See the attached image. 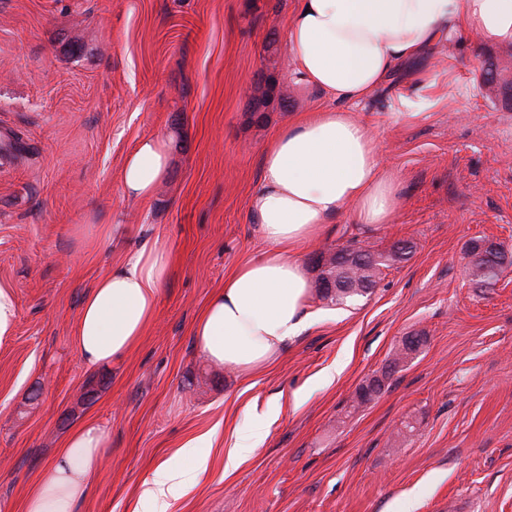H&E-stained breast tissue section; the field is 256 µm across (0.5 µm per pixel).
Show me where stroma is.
Here are the masks:
<instances>
[{
  "label": "stroma",
  "instance_id": "1",
  "mask_svg": "<svg viewBox=\"0 0 512 512\" xmlns=\"http://www.w3.org/2000/svg\"><path fill=\"white\" fill-rule=\"evenodd\" d=\"M296 0H0V284L17 306L0 340V512L25 495L70 433L111 446L80 512H139L143 483L190 439L217 430L210 466L169 512H512V101L481 89L512 45L470 34L394 72L357 107L401 181L390 223L345 217L300 250L366 238L414 245L373 293L337 305L310 290L312 323L263 370L210 363L192 334L211 293L263 250L248 199L262 151L323 104L286 53ZM426 102L398 123L407 91ZM169 141L156 194L121 190L126 156ZM173 255L142 343L84 366L73 328L84 296L144 238ZM501 244L494 284L466 271L471 242ZM408 336L423 343L370 403ZM343 364L335 380L326 374ZM277 401L262 445L224 455L249 407ZM422 343L419 336H408L402 341V346L398 348L393 358L389 362L387 370L382 373L381 377H375L367 384L362 385L356 392V400L358 405H364L371 402L377 395L381 393L385 386V382L390 376L396 372L400 365L404 364L407 359L415 353Z\"/></svg>",
  "mask_w": 512,
  "mask_h": 512
}]
</instances>
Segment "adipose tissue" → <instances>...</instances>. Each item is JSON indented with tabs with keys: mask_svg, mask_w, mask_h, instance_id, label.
<instances>
[{
	"mask_svg": "<svg viewBox=\"0 0 512 512\" xmlns=\"http://www.w3.org/2000/svg\"><path fill=\"white\" fill-rule=\"evenodd\" d=\"M470 31L511 43L512 0H298L285 35L295 82L329 103L279 127L262 153L248 207L267 248L225 277L196 319L193 334L206 358L254 372L300 336L310 283L299 247L342 215L358 225L388 223L400 201V179L355 104L401 63ZM169 164L165 140H141L124 161L123 194L150 197ZM172 267L164 246L144 245L95 283L73 332L86 364L119 361L142 340ZM273 415L269 408L248 409L225 470L236 469L262 444ZM214 439L210 432L190 440L157 468L142 495L150 512H169L173 499L194 488L208 470ZM109 446L105 426L88 422L75 429L28 492L26 512H77Z\"/></svg>",
	"mask_w": 512,
	"mask_h": 512,
	"instance_id": "ef3b65f1",
	"label": "adipose tissue"
}]
</instances>
